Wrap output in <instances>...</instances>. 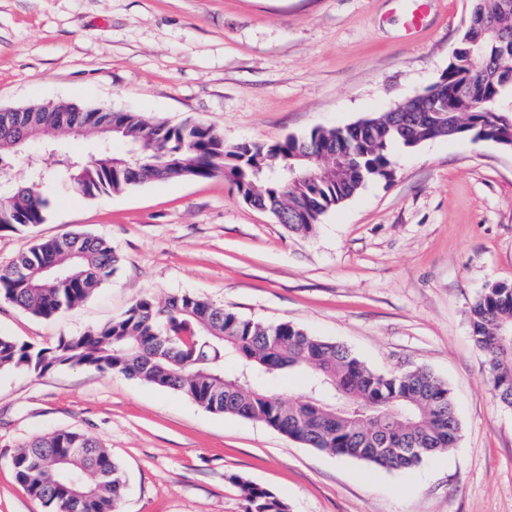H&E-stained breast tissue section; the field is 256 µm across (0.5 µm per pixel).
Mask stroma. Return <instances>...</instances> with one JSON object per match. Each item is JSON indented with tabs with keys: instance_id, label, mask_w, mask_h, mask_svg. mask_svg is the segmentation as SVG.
<instances>
[{
	"instance_id": "1",
	"label": "stroma",
	"mask_w": 512,
	"mask_h": 512,
	"mask_svg": "<svg viewBox=\"0 0 512 512\" xmlns=\"http://www.w3.org/2000/svg\"><path fill=\"white\" fill-rule=\"evenodd\" d=\"M471 0H432L405 32L398 0H0V107L76 102L203 121L225 142L271 144L346 127L416 97L448 67ZM59 153L123 155L120 141L59 134ZM308 234L246 204L225 178L153 180L88 197L61 176L42 224L0 233V269L33 238L111 241L112 280L52 319L0 302V334L44 345L120 317L144 295L200 296L242 317L287 321L374 370L445 380L458 444L405 471L306 447L262 422L83 367L0 372V512H43L12 458L75 428L127 477L120 512H244L236 477L288 512H512V409L495 403L470 309L512 284V150L437 137L393 148Z\"/></svg>"
}]
</instances>
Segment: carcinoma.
<instances>
[{
    "instance_id": "1",
    "label": "carcinoma",
    "mask_w": 512,
    "mask_h": 512,
    "mask_svg": "<svg viewBox=\"0 0 512 512\" xmlns=\"http://www.w3.org/2000/svg\"><path fill=\"white\" fill-rule=\"evenodd\" d=\"M447 70L427 88L434 112L416 100L342 128L314 129L273 144H224L199 121L150 123L137 112H7L0 114V163L27 142L49 140L64 127H94L124 141L129 154H102L74 169L83 195L112 194L151 178H229L242 198L292 219L308 233L330 208L367 181L390 179L392 148L436 138L491 139L512 148V0H474ZM289 165L304 178L272 177ZM43 182L16 186L0 204V232H22L45 221ZM112 243L86 233L35 241L9 269L0 270V301L51 319L84 301L117 270ZM472 338L492 377L493 396L512 408V284L487 286L470 311ZM240 367L224 371V359ZM61 366L121 373L174 390L214 412L260 421L319 451L406 470L452 448L461 426L448 385L425 368L382 373L349 349L288 321L246 319L199 296L164 302L150 295L126 312L80 335L35 345L0 334V371L42 376ZM299 376L305 389L287 401L271 380ZM16 480L45 512H117L123 471L92 435L60 429L31 439L12 459ZM245 512H288L272 491L239 476Z\"/></svg>"
}]
</instances>
